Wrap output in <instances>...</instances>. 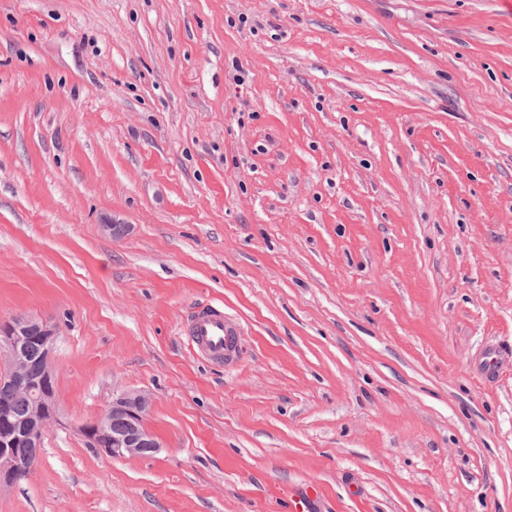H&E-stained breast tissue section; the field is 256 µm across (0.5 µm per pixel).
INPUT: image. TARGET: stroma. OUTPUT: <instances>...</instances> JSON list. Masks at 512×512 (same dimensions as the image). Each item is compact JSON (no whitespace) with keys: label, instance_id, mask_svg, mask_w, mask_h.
I'll return each mask as SVG.
<instances>
[{"label":"stroma","instance_id":"stroma-1","mask_svg":"<svg viewBox=\"0 0 512 512\" xmlns=\"http://www.w3.org/2000/svg\"><path fill=\"white\" fill-rule=\"evenodd\" d=\"M21 313L59 420L0 512H512V0H0ZM123 391L159 452L87 446ZM182 328L198 355L216 363L224 362L233 334L224 318L223 308L208 306L193 311L184 320Z\"/></svg>","mask_w":512,"mask_h":512}]
</instances>
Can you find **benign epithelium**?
<instances>
[{
    "label": "benign epithelium",
    "instance_id": "7a95c632",
    "mask_svg": "<svg viewBox=\"0 0 512 512\" xmlns=\"http://www.w3.org/2000/svg\"><path fill=\"white\" fill-rule=\"evenodd\" d=\"M59 339L58 327L49 320L16 315L0 322V347L6 349V367L0 371V386L24 393L30 400L27 413L17 418L0 407V489L18 483L19 474L35 469L42 453L44 436L58 420V395L53 360ZM39 350V374L30 373L28 347ZM150 399L142 393L115 395L107 407L84 424L81 433L98 454L113 459L145 457L161 448L160 442L144 426ZM127 423L122 433L112 422ZM27 448L23 454L19 449Z\"/></svg>",
    "mask_w": 512,
    "mask_h": 512
}]
</instances>
